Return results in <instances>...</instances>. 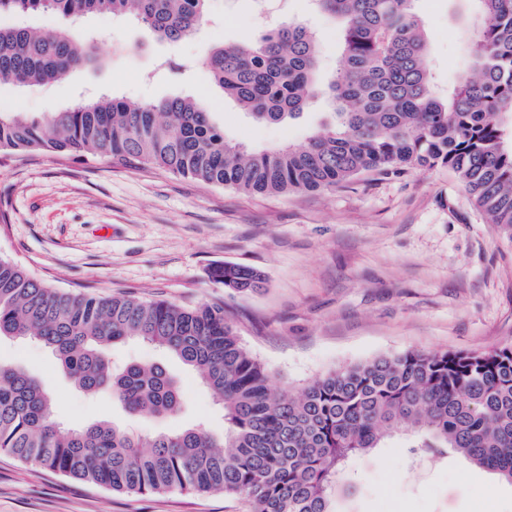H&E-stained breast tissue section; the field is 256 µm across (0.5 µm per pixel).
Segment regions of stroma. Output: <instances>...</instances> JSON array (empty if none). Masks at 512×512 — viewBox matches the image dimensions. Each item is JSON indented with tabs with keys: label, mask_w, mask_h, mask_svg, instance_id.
Segmentation results:
<instances>
[{
	"label": "stroma",
	"mask_w": 512,
	"mask_h": 512,
	"mask_svg": "<svg viewBox=\"0 0 512 512\" xmlns=\"http://www.w3.org/2000/svg\"><path fill=\"white\" fill-rule=\"evenodd\" d=\"M429 35L435 82L455 83L469 62L471 0H415ZM317 35L324 77L335 72L337 30L310 0H285L259 14L253 0H210L209 21L177 44L107 16L86 26L103 62L43 86H0V110L43 116L102 92L133 100L190 94L226 137L253 148L299 145L328 119L315 105L280 124L253 121L221 99L202 66L210 44L236 43L282 21ZM184 66L181 75L167 58ZM0 254L64 290L131 294L178 305L223 301L243 345L274 373L278 389L300 390L336 367L410 349L484 351L512 345V236L486 222L443 167L404 175L363 174L317 192L248 195L155 169L0 152ZM259 269L253 293L217 287L215 264ZM113 365L157 362L180 383L172 418L131 415L110 397L93 399L33 339L0 340V362L47 381L67 424L107 420L161 433L205 421L224 431L222 410L198 376L157 347L129 340ZM337 512H512V485L451 452L411 451L406 436L350 457L332 489ZM0 512H249L221 492L172 489L134 494L75 480L0 453Z\"/></svg>",
	"instance_id": "35a3bbf8"
}]
</instances>
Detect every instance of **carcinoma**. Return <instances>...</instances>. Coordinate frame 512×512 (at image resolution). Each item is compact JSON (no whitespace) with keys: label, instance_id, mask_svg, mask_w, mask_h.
Listing matches in <instances>:
<instances>
[{"label":"carcinoma","instance_id":"carcinoma-1","mask_svg":"<svg viewBox=\"0 0 512 512\" xmlns=\"http://www.w3.org/2000/svg\"><path fill=\"white\" fill-rule=\"evenodd\" d=\"M208 0H0V84L37 86L101 63L94 38L21 22L52 12L108 15L177 43L207 21ZM413 0H315L337 22L340 65L324 80L315 35L284 22L205 60L219 93L259 123H282L317 101L331 120L301 146L250 150L226 138L191 95L131 101L107 94L43 118L0 111V150L92 155L115 167L158 169L247 194L340 187L366 172L446 167L490 224L512 233V0H476L470 67L438 94L428 34ZM211 280L261 289L262 273L221 263ZM34 337L89 395L112 393L131 414L171 417L180 387L159 364L112 368L110 346L151 343L199 374L224 412V434L201 424L143 434L98 421L69 427L47 385L0 363V452L117 492L222 491L250 512H334L344 461L403 432L411 447L448 450L512 485V346L484 352L409 350L338 367L299 392L241 343L224 302L166 300L52 288L0 256V338Z\"/></svg>","mask_w":512,"mask_h":512}]
</instances>
